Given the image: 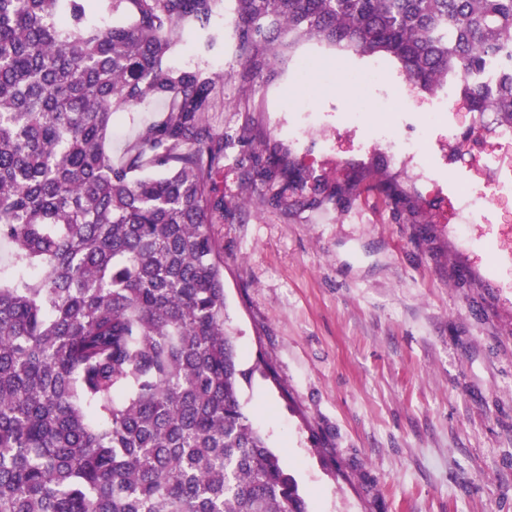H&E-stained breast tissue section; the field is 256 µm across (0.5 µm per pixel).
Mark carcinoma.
Masks as SVG:
<instances>
[{
  "mask_svg": "<svg viewBox=\"0 0 512 512\" xmlns=\"http://www.w3.org/2000/svg\"><path fill=\"white\" fill-rule=\"evenodd\" d=\"M221 0H0V512H306L243 410L213 224L220 79L167 64ZM257 74L283 36L396 60L512 125V0H236ZM164 117L121 162L114 113ZM250 170L270 203L294 172Z\"/></svg>",
  "mask_w": 512,
  "mask_h": 512,
  "instance_id": "carcinoma-1",
  "label": "carcinoma"
}]
</instances>
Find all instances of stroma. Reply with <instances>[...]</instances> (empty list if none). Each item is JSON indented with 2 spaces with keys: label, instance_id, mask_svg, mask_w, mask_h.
I'll list each match as a JSON object with an SVG mask.
<instances>
[{
  "label": "stroma",
  "instance_id": "1",
  "mask_svg": "<svg viewBox=\"0 0 512 512\" xmlns=\"http://www.w3.org/2000/svg\"><path fill=\"white\" fill-rule=\"evenodd\" d=\"M234 19L224 0L221 38L206 50L192 35L170 63L223 77L209 123L230 143L211 233L252 373L246 414L307 512H512V195L485 201L462 232L441 208L456 187L512 188L502 124L455 105L432 113L437 92L388 57L381 80L359 82L367 58L313 41L253 74ZM159 118L155 104L115 113L113 158ZM396 139L417 142L411 163ZM252 152L316 170L330 198L263 201L240 163Z\"/></svg>",
  "mask_w": 512,
  "mask_h": 512
}]
</instances>
